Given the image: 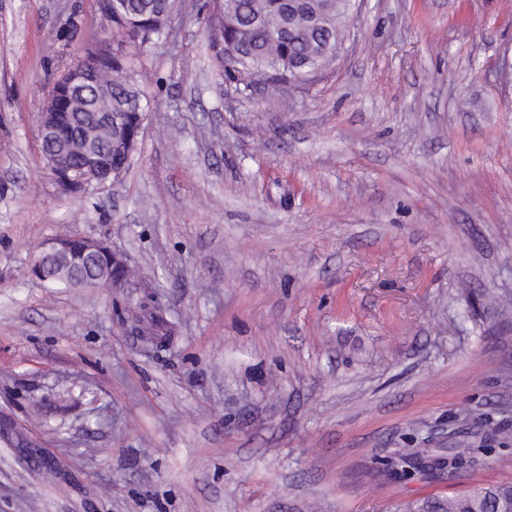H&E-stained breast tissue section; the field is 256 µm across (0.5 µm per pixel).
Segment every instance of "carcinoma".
<instances>
[{
  "label": "carcinoma",
  "mask_w": 512,
  "mask_h": 512,
  "mask_svg": "<svg viewBox=\"0 0 512 512\" xmlns=\"http://www.w3.org/2000/svg\"><path fill=\"white\" fill-rule=\"evenodd\" d=\"M350 0H306V8L288 35L280 34L283 0H216L215 33L219 36L224 74L242 80L257 76L272 83L292 81L298 73L319 72L336 52L342 19ZM176 0H112V111L125 124L149 111L146 90L134 80L131 58L169 34ZM62 182H101L100 175L78 169L73 156ZM112 278L106 256L83 254L74 247L67 272L48 273L47 286L69 288L83 281ZM419 512H512V478L477 487L446 501H427Z\"/></svg>",
  "instance_id": "1"
}]
</instances>
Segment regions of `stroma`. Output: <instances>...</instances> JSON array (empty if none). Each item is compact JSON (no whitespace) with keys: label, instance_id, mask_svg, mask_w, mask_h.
Wrapping results in <instances>:
<instances>
[{"label":"stroma","instance_id":"1","mask_svg":"<svg viewBox=\"0 0 512 512\" xmlns=\"http://www.w3.org/2000/svg\"><path fill=\"white\" fill-rule=\"evenodd\" d=\"M213 14L180 0L131 167L65 194L38 113L99 0H0V512H409L512 474V0H352L274 88L225 77ZM62 236L135 287L51 291ZM423 448L473 455L393 466ZM68 256L60 239L46 242L40 247L39 253L30 268V272L34 277L43 282L47 276L46 269L48 265L54 260H67L69 259Z\"/></svg>","mask_w":512,"mask_h":512}]
</instances>
